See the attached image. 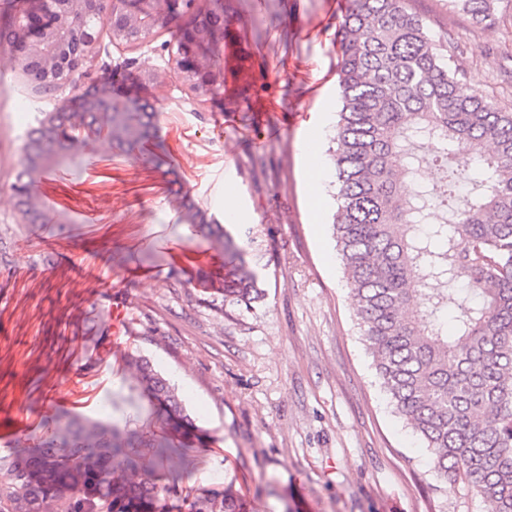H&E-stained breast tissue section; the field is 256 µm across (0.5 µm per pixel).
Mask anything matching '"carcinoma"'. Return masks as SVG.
<instances>
[{
  "label": "carcinoma",
  "mask_w": 512,
  "mask_h": 512,
  "mask_svg": "<svg viewBox=\"0 0 512 512\" xmlns=\"http://www.w3.org/2000/svg\"><path fill=\"white\" fill-rule=\"evenodd\" d=\"M496 0H448L481 26ZM24 20L0 22V47ZM333 237L349 296L395 413L429 449L434 471L467 480L485 512H512V112L459 93L460 70L406 0H346L338 20ZM136 59L105 54L100 69ZM154 106L134 114L47 112L30 135L57 132L25 165L9 200L38 189L52 156H65L75 128L107 132L97 152L117 147L157 167L146 148ZM437 145L442 200L421 179L418 140ZM189 239L220 257L224 301L262 297L246 252L215 222L188 225ZM453 306L452 323L440 315ZM129 401L140 424L114 411L83 417L53 412L42 429L0 453V512H169L206 433L177 389L142 355H131ZM184 512H243L230 493L208 489Z\"/></svg>",
  "instance_id": "cac0c4a2"
}]
</instances>
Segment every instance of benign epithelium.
Returning a JSON list of instances; mask_svg holds the SVG:
<instances>
[{
	"label": "benign epithelium",
	"instance_id": "obj_1",
	"mask_svg": "<svg viewBox=\"0 0 512 512\" xmlns=\"http://www.w3.org/2000/svg\"><path fill=\"white\" fill-rule=\"evenodd\" d=\"M211 2L166 0L172 13L189 11L191 22L180 28L176 48L169 51L166 69L161 72L148 67L144 73L149 81H157L164 75L176 79L185 93L200 103L210 100L213 92L225 83L224 70L216 63L224 24L200 25L212 18ZM89 5L90 0H55L56 11L67 19L85 17ZM96 5L111 31L112 42L118 45H143L159 24V0H96ZM13 38L22 47V52L14 58L15 68L34 84L52 82L59 92L70 86V72L80 70L100 52L97 37L76 24L57 26L43 20L32 28L26 22L19 23ZM65 101L75 104L77 112L141 111L139 99L116 100L103 84L96 86L91 97L72 92Z\"/></svg>",
	"mask_w": 512,
	"mask_h": 512
}]
</instances>
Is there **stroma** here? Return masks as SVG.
<instances>
[{
	"instance_id": "1",
	"label": "stroma",
	"mask_w": 512,
	"mask_h": 512,
	"mask_svg": "<svg viewBox=\"0 0 512 512\" xmlns=\"http://www.w3.org/2000/svg\"><path fill=\"white\" fill-rule=\"evenodd\" d=\"M239 4L224 0L235 61L217 102L197 104L171 79L147 86L137 66L113 93L152 89L175 175L115 155L45 177L38 206L67 202L70 224L23 222L6 202L28 132L63 99L35 94L19 73L0 76V432L11 408L37 410L59 394L71 414H96L127 376L126 357L141 354L210 437L181 496L231 484L247 512H484L470 484L437 476L392 412L354 316L332 236L336 0H262L254 21ZM408 7L451 47L462 90L512 110V0H498L491 28L448 0ZM181 25L169 21L137 48L107 30L99 42L162 69ZM310 150L324 175L316 205ZM186 195L246 250L262 291L252 307L225 302L216 251L182 240ZM181 253L200 271L188 284L169 267ZM116 299L128 316L118 335Z\"/></svg>"
}]
</instances>
